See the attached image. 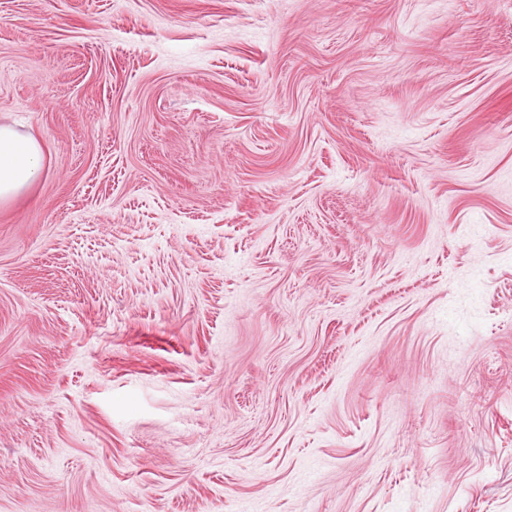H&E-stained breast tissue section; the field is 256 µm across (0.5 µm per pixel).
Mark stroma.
Masks as SVG:
<instances>
[{"instance_id":"35a3bbf8","label":"stroma","mask_w":512,"mask_h":512,"mask_svg":"<svg viewBox=\"0 0 512 512\" xmlns=\"http://www.w3.org/2000/svg\"><path fill=\"white\" fill-rule=\"evenodd\" d=\"M0 512H512V0H0ZM42 150L32 135L0 126V203L16 198L40 175Z\"/></svg>"}]
</instances>
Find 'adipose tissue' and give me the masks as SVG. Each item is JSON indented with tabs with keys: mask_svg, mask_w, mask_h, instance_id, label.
Masks as SVG:
<instances>
[{
	"mask_svg": "<svg viewBox=\"0 0 512 512\" xmlns=\"http://www.w3.org/2000/svg\"><path fill=\"white\" fill-rule=\"evenodd\" d=\"M39 142L7 126H0V203L16 198L40 175Z\"/></svg>",
	"mask_w": 512,
	"mask_h": 512,
	"instance_id": "adipose-tissue-1",
	"label": "adipose tissue"
}]
</instances>
